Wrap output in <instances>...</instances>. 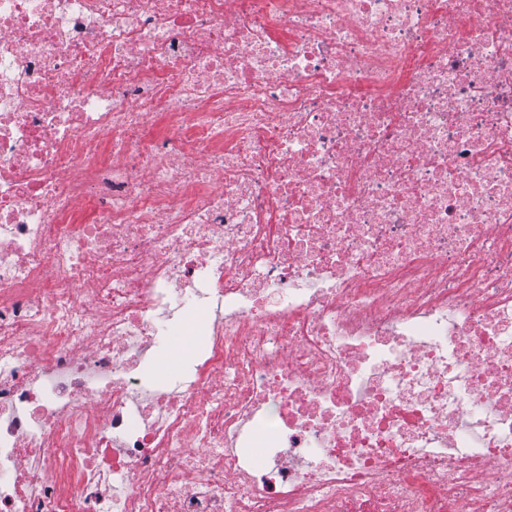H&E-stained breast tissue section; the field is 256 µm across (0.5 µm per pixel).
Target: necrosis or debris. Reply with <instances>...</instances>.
<instances>
[{
	"label": "necrosis or debris",
	"instance_id": "1",
	"mask_svg": "<svg viewBox=\"0 0 512 512\" xmlns=\"http://www.w3.org/2000/svg\"><path fill=\"white\" fill-rule=\"evenodd\" d=\"M0 512H512V0H0ZM183 338L189 345L187 354L173 361L174 342ZM206 343V336H167L153 361L143 368V374L155 383L174 384L192 365Z\"/></svg>",
	"mask_w": 512,
	"mask_h": 512
}]
</instances>
